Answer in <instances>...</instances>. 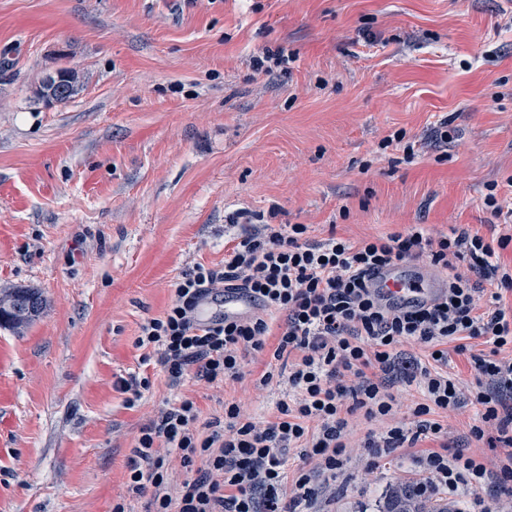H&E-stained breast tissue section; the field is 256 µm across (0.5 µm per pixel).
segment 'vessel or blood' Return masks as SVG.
Returning <instances> with one entry per match:
<instances>
[{
  "instance_id": "1",
  "label": "vessel or blood",
  "mask_w": 512,
  "mask_h": 512,
  "mask_svg": "<svg viewBox=\"0 0 512 512\" xmlns=\"http://www.w3.org/2000/svg\"><path fill=\"white\" fill-rule=\"evenodd\" d=\"M369 287L387 306L413 307L431 305L447 293L448 278L429 266L419 263H400L379 270ZM253 308L249 295L241 290L224 295L209 294L200 298L195 314L200 323L224 317L236 318Z\"/></svg>"
}]
</instances>
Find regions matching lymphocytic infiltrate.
<instances>
[{"label":"lymphocytic infiltrate","instance_id":"lymphocytic-infiltrate-1","mask_svg":"<svg viewBox=\"0 0 512 512\" xmlns=\"http://www.w3.org/2000/svg\"><path fill=\"white\" fill-rule=\"evenodd\" d=\"M304 224H246L224 254L220 269L194 264L175 284L163 316L147 319L136 347L153 349L171 385L187 372L217 385L241 379L249 354L271 352L289 359L288 391L268 420L252 417L237 403L223 417L200 422L195 402L167 404L140 429L127 465L126 493L112 512H131V500L148 497V512H312L321 481L341 473L348 459L350 418L388 420L368 432L363 446L371 465L397 449L416 447L420 437L440 446L415 455L421 492L447 490L465 512H490L484 486L512 493V267L501 263L497 244L467 230L432 235L417 224L406 231L357 241L329 236L308 239ZM427 258L448 270V291L438 303L387 309L366 284L374 269ZM478 274L488 289L472 283ZM242 290L253 303L250 315L199 323L198 299L215 289ZM486 338L489 355L475 358L474 383L465 387L448 371V352H464L468 339ZM423 345L426 359L400 362L405 343ZM409 371L423 402L411 406L419 420L415 434L391 424L397 408L391 374ZM479 407L469 436L482 440L496 431L505 453L487 462L469 448L442 443L437 414L467 405ZM183 467L197 466L196 478L172 488L168 451ZM312 461L308 470L286 471L287 455Z\"/></svg>","mask_w":512,"mask_h":512}]
</instances>
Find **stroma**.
Instances as JSON below:
<instances>
[{
  "label": "stroma",
  "instance_id": "35a3bbf8",
  "mask_svg": "<svg viewBox=\"0 0 512 512\" xmlns=\"http://www.w3.org/2000/svg\"><path fill=\"white\" fill-rule=\"evenodd\" d=\"M268 54L289 62L255 70ZM62 68L80 90L46 104ZM490 192L512 198V0H0V289L45 299L0 327V512H112L141 426L176 399L204 422L228 402L272 417L266 356L173 389L135 345L183 270L223 267L227 225L494 243L512 216ZM132 373L151 387L131 407L114 383ZM410 454L370 473L352 448L318 508L420 481Z\"/></svg>",
  "mask_w": 512,
  "mask_h": 512
}]
</instances>
